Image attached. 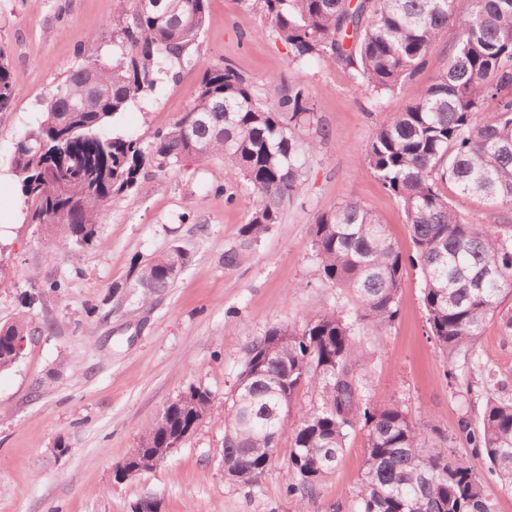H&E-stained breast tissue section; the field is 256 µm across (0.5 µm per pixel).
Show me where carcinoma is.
Returning <instances> with one entry per match:
<instances>
[{"label":"carcinoma","instance_id":"obj_1","mask_svg":"<svg viewBox=\"0 0 512 512\" xmlns=\"http://www.w3.org/2000/svg\"><path fill=\"white\" fill-rule=\"evenodd\" d=\"M140 0H116L106 57L69 71L45 103V117L17 143L13 169L27 218L77 247L98 241L100 216L112 198L131 190L141 170L159 172L185 159L215 157L237 165L252 189L251 215L237 246L224 251L235 267L304 189L309 159L323 135L304 87L280 89L263 102L226 66L202 70L187 109L148 141L113 128L130 104L156 91L177 68L194 62L208 0H163L168 9L142 12ZM270 20L292 60L334 63L370 91L374 102L401 92L405 107L376 125L361 155L399 198L412 253L390 237L387 224L347 198L318 217L312 248L318 279L345 292L339 309L313 311L295 325L277 324L249 341L231 393L216 403L191 386L190 408L169 405L140 439L136 464L177 432L224 413V476L252 485L272 464L265 449L288 440L296 482L288 494L309 492L335 471L350 433L367 430L364 469L351 512H497L485 479L459 458L452 440L396 403L379 405L369 391L358 342H374L399 313L406 264L420 269L429 332L448 364V384L479 393L477 421L463 417L459 433L488 472L512 491V394L492 374L460 379L459 367L479 364L477 341L497 319L512 335V223L500 206L512 203V0H252ZM459 30L447 68L423 85L419 76L448 26ZM15 94L0 50V110ZM494 104L487 111L488 104ZM475 197L484 209L461 214L442 190ZM192 260L180 245L148 259L135 257L112 289L133 288L131 303L148 304L171 287ZM39 329L22 313L0 323V371L19 360L14 340ZM318 399L288 424L305 388Z\"/></svg>","mask_w":512,"mask_h":512}]
</instances>
